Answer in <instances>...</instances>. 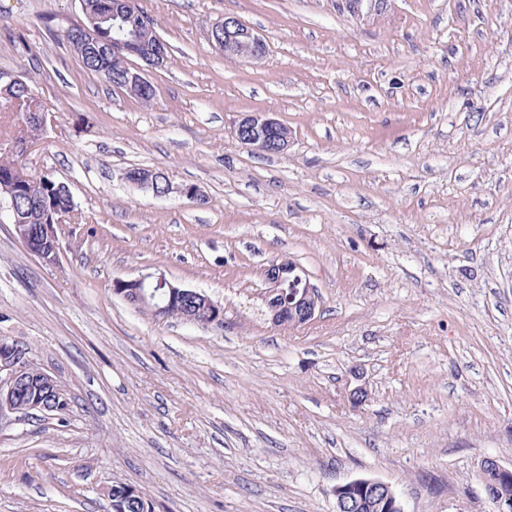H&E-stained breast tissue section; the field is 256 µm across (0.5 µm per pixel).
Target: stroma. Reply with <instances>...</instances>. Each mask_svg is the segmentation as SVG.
<instances>
[{"mask_svg": "<svg viewBox=\"0 0 512 512\" xmlns=\"http://www.w3.org/2000/svg\"><path fill=\"white\" fill-rule=\"evenodd\" d=\"M169 47L144 104L62 39L81 0H0V70L47 128L26 171L68 184L58 265L0 212V336L62 381L64 417H0V512H104L112 481L155 512H336L386 482L405 512H494L484 459L512 467V0H139ZM266 44L224 57L214 22ZM270 112L281 154L242 146ZM196 186L158 197L132 168ZM288 258L312 323L261 315ZM161 273L224 309L144 315L117 278ZM369 397L353 407L350 392ZM232 133L240 144L260 152L273 145L276 153H281L287 149L290 141L288 128L268 112H252L242 116L235 123ZM372 496L382 498L385 512H404L394 488L388 483L371 478H357L336 486V512H355L353 510L369 508Z\"/></svg>", "mask_w": 512, "mask_h": 512, "instance_id": "35a3bbf8", "label": "stroma"}]
</instances>
